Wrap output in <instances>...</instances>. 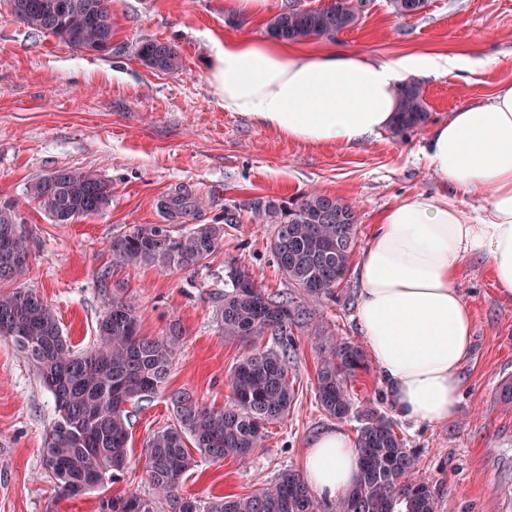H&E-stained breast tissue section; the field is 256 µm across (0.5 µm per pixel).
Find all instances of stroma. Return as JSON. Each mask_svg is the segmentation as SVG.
Here are the masks:
<instances>
[{"instance_id": "35a3bbf8", "label": "stroma", "mask_w": 512, "mask_h": 512, "mask_svg": "<svg viewBox=\"0 0 512 512\" xmlns=\"http://www.w3.org/2000/svg\"><path fill=\"white\" fill-rule=\"evenodd\" d=\"M283 3L267 0L264 17L256 18L237 13L230 0H111L117 51L94 56L32 32L0 0V202L15 206L32 252L20 285L54 307L65 337L79 350L97 343L104 300L98 274L107 267L113 281L124 284L143 335L165 336L174 320L184 332L166 387L128 406L131 461L111 493L152 497L144 448L174 418L170 392L186 389L209 406L224 407L232 397L234 364L256 344L271 342L226 336L217 317L228 263L244 265L261 288L285 286L267 248L271 227L247 209L248 200L286 201L313 190L339 196L357 210L360 253L395 203L448 190L422 153L423 136L386 130L353 147L313 145L225 111L209 83L210 61L226 38H266L267 19ZM336 38L371 56L464 52L474 59L471 70L422 81L434 124L512 82V0H427L423 11L403 18L392 13L389 0H366L358 23ZM150 39L179 47L178 71L141 64L135 47ZM59 167L93 169L109 180V208L72 224L53 223L28 188ZM179 188L203 206L171 221L162 204ZM234 206L238 224L198 270L164 273L112 263L113 238L135 225L166 223L178 234L215 223ZM456 286L473 320L457 414L441 426L400 419L396 430L418 458L417 475L429 485L436 512H512V403L500 397L503 382L512 381V298L499 294L478 257L463 259ZM347 288L349 300L315 307L323 329L318 338L296 332L290 355L295 399L287 418L269 426L264 448L217 462L198 456L183 478L184 495L203 503L256 494L282 471L301 470L320 431L337 425L354 436L360 410L390 412L371 362L348 384L355 408L350 417L335 420L315 399L318 367L336 339L363 342L356 279H348ZM54 418V399L35 367L0 337V512H98L99 492L67 498L42 473Z\"/></svg>"}]
</instances>
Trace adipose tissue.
<instances>
[{
	"instance_id": "obj_1",
	"label": "adipose tissue",
	"mask_w": 512,
	"mask_h": 512,
	"mask_svg": "<svg viewBox=\"0 0 512 512\" xmlns=\"http://www.w3.org/2000/svg\"><path fill=\"white\" fill-rule=\"evenodd\" d=\"M465 55L375 58L333 44L304 53L276 40L228 38L209 81L228 112L310 144L353 146L388 129L398 91L412 78L465 65ZM423 151L450 195L420 193L384 214L355 267L357 322L403 420L447 424L461 400L472 316L456 280L460 262L483 258L512 297V83L454 112L428 132ZM483 206L466 211L460 192ZM358 471L355 440L339 426L309 443L303 473L320 497L346 494Z\"/></svg>"
}]
</instances>
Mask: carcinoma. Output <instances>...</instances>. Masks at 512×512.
Returning <instances> with one entry per match:
<instances>
[{"mask_svg":"<svg viewBox=\"0 0 512 512\" xmlns=\"http://www.w3.org/2000/svg\"><path fill=\"white\" fill-rule=\"evenodd\" d=\"M58 0H7L10 13L29 29L51 34L78 50L109 54L113 27L110 0H67L65 15L48 8ZM363 0H332L320 9L288 5L267 23L270 38L287 43L332 38L354 25ZM135 56L146 67L175 71L181 66L176 44L145 40ZM430 120L421 88L399 92L391 131L418 133ZM29 186L30 197L55 224L100 214L112 202V184L92 170L62 167ZM250 209L273 225L268 248L287 287L269 293L242 265H228L219 320L224 335L243 339L270 336L271 346L253 348L231 371L232 401L216 409L186 390L170 394L172 423L146 443L145 474L155 497L131 492L104 496L99 512H435L433 494L416 476V455L395 431L394 422L367 409L356 441L359 469L346 495L323 502L291 469L271 486L245 497H218L207 504L181 493L184 475L195 466L189 447L221 460L247 457L263 447L267 425L283 420L294 399L289 351L294 330L320 334L312 307L345 296L343 283L356 245L355 207L318 190L288 201L253 200ZM237 223L224 210V223L199 224L175 235L165 224H137L112 239L115 265H151L162 271H195L204 266L224 237V225ZM15 207H0V282L22 276L32 253L19 229ZM98 344L78 353L63 335L54 308L32 288L0 289V337L11 339L38 368L55 400L57 420L46 440L42 470L68 497L104 486L127 469L131 401H146L163 388L181 348L174 326L160 339L140 332L137 312L122 288L106 294L98 323ZM365 368L360 347L341 339L319 366L315 391L323 411L336 419L352 413L347 378Z\"/></svg>","mask_w":512,"mask_h":512,"instance_id":"cac0c4a2","label":"carcinoma"}]
</instances>
